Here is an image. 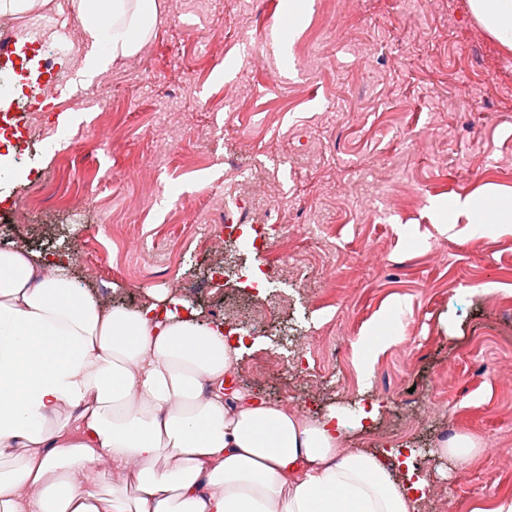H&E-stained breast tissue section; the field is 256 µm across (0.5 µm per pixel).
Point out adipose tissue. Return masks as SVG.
<instances>
[{"label": "adipose tissue", "instance_id": "adipose-tissue-1", "mask_svg": "<svg viewBox=\"0 0 512 512\" xmlns=\"http://www.w3.org/2000/svg\"><path fill=\"white\" fill-rule=\"evenodd\" d=\"M512 50V0H468ZM88 68L135 55L155 0H78ZM469 223L512 226L493 185L456 201ZM244 341L175 299L104 307L55 261L0 250V512H414L377 454L344 451L339 415L306 419L229 383ZM106 493L89 490L101 459Z\"/></svg>", "mask_w": 512, "mask_h": 512}]
</instances>
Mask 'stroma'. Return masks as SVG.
Instances as JSON below:
<instances>
[{"mask_svg": "<svg viewBox=\"0 0 512 512\" xmlns=\"http://www.w3.org/2000/svg\"><path fill=\"white\" fill-rule=\"evenodd\" d=\"M75 2L15 15L16 38H59L79 18ZM287 2L155 0L151 36L111 65L105 110L76 108L95 80L56 54L44 79L67 83L41 101L46 122L67 138L111 128L112 151L56 153L33 137L0 191V226L32 204L36 222L12 228L17 246L56 253L77 281L83 267L68 256L85 253L100 273L87 282L92 296L124 309L172 293L210 323L229 301L246 314L252 294L295 296L267 315L266 335L246 338L235 389L271 404L302 392L279 367L261 377L251 368L270 350L291 354L315 322L306 416L342 415L352 449L368 423L401 432L376 449L392 462L429 449L432 465L413 477L447 487L439 512H512V234L434 209L488 184L512 192V51L467 0H356L348 15L314 0L295 27ZM368 42L377 52L366 58ZM145 166L155 186L138 178ZM257 175L279 181L274 206L289 236L273 239L239 209L241 184ZM57 177L84 184L111 223L89 212L73 224L66 201L32 199L35 183ZM212 189L240 226L247 266L284 261L287 280L211 281ZM133 194L145 199L134 219L124 207ZM369 334L366 357L357 342ZM458 435L475 444L464 467L437 449Z\"/></svg>", "mask_w": 512, "mask_h": 512, "instance_id": "obj_1", "label": "stroma"}]
</instances>
